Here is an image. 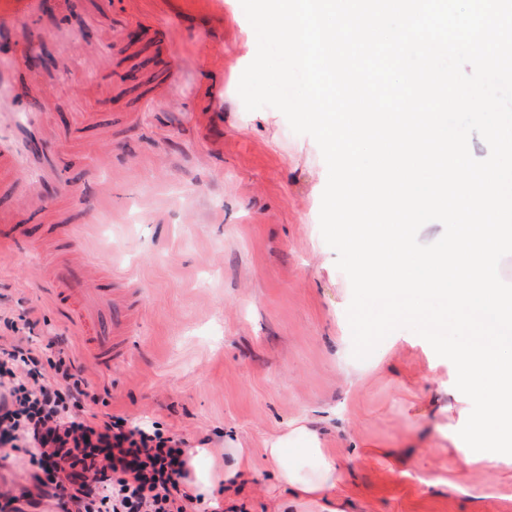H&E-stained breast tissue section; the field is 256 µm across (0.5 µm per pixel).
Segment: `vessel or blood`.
I'll return each instance as SVG.
<instances>
[{
    "label": "vessel or blood",
    "mask_w": 512,
    "mask_h": 512,
    "mask_svg": "<svg viewBox=\"0 0 512 512\" xmlns=\"http://www.w3.org/2000/svg\"><path fill=\"white\" fill-rule=\"evenodd\" d=\"M94 19L108 20L113 54H126L125 28L113 17L108 0H70L67 14L60 18L46 9L43 0H7L0 7V187L16 201L15 207L0 212V232L17 243H32V219L49 213L58 226L57 248L65 253L73 227L67 210L44 192L50 179L56 182L59 197L70 195L71 188L63 178L61 156L37 150L47 137L48 115L31 111L17 95L11 58L21 47L36 56L51 52L56 37L76 34ZM68 136L74 145L93 146L104 131L88 116ZM47 279L56 306L76 312L80 324L92 326L94 333L84 343L94 359L101 367H111L126 352L134 324L131 306L118 302L111 276L88 263L63 261Z\"/></svg>",
    "instance_id": "vessel-or-blood-1"
}]
</instances>
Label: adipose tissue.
<instances>
[{
	"label": "adipose tissue",
	"instance_id": "1",
	"mask_svg": "<svg viewBox=\"0 0 512 512\" xmlns=\"http://www.w3.org/2000/svg\"><path fill=\"white\" fill-rule=\"evenodd\" d=\"M265 454L286 492L281 512H345L341 475L325 448L319 421L308 417L289 421Z\"/></svg>",
	"mask_w": 512,
	"mask_h": 512
}]
</instances>
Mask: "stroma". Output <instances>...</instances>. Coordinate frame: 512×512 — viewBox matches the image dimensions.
Segmentation results:
<instances>
[{"instance_id":"stroma-1","label":"stroma","mask_w":512,"mask_h":512,"mask_svg":"<svg viewBox=\"0 0 512 512\" xmlns=\"http://www.w3.org/2000/svg\"><path fill=\"white\" fill-rule=\"evenodd\" d=\"M132 51L114 57L106 26L91 53L74 52L38 109L55 133L96 112L109 160L71 154L66 181L103 193L75 200L85 215L70 249L132 290L134 342L112 368L92 365L45 282L53 224L36 246L0 241V312L28 314L41 345L66 338L104 389L106 409L156 423L224 462L237 440L250 464L237 491L215 486L224 512H273L282 494L264 448L288 420L329 417L325 445L344 478L347 512H512V455L472 451L449 421L455 367L408 329L363 361L352 355L348 277L321 234L327 167L315 140L271 107L237 93L256 36L240 0H115ZM174 54L175 96L148 107L142 92ZM221 78L223 92L209 90ZM110 97H102L104 87ZM495 480H488L487 471ZM53 512L14 452L0 482Z\"/></svg>"}]
</instances>
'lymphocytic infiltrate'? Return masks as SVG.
<instances>
[{
    "label": "lymphocytic infiltrate",
    "mask_w": 512,
    "mask_h": 512,
    "mask_svg": "<svg viewBox=\"0 0 512 512\" xmlns=\"http://www.w3.org/2000/svg\"><path fill=\"white\" fill-rule=\"evenodd\" d=\"M100 400L65 349L0 343V461L24 450L59 512H211L184 439L92 412Z\"/></svg>",
    "instance_id": "obj_1"
}]
</instances>
